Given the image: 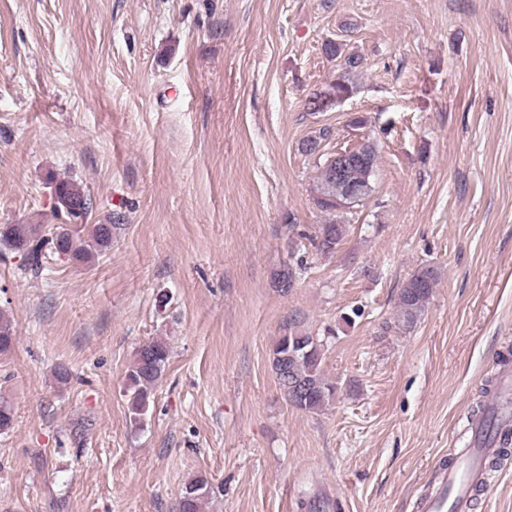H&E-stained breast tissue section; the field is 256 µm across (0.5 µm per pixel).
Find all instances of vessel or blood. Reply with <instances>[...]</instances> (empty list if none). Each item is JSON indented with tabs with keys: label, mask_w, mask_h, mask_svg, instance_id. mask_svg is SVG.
Instances as JSON below:
<instances>
[{
	"label": "vessel or blood",
	"mask_w": 512,
	"mask_h": 512,
	"mask_svg": "<svg viewBox=\"0 0 512 512\" xmlns=\"http://www.w3.org/2000/svg\"><path fill=\"white\" fill-rule=\"evenodd\" d=\"M470 425L472 438L461 448L455 465L438 468L431 481L421 488L419 512H468L473 488L488 486L485 461L497 454L499 445L482 437L485 414L472 416Z\"/></svg>",
	"instance_id": "vessel-or-blood-1"
}]
</instances>
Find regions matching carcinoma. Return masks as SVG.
I'll return each instance as SVG.
<instances>
[{
	"instance_id": "cac0c4a2",
	"label": "carcinoma",
	"mask_w": 512,
	"mask_h": 512,
	"mask_svg": "<svg viewBox=\"0 0 512 512\" xmlns=\"http://www.w3.org/2000/svg\"><path fill=\"white\" fill-rule=\"evenodd\" d=\"M323 54L331 61L338 62L340 74L337 88H352L353 77L362 65V58L355 54H344L343 43L327 39L322 44ZM327 130L321 129L315 135L301 143L305 154L318 155L322 141L326 139ZM364 163L355 168L351 174L354 185L363 189V196L356 205L364 204L372 192V176L378 160V144L369 138L357 147ZM331 159H326L320 166L316 184L313 188L315 205L329 216V220L319 227L316 248L323 254H332L347 234V225L340 223L337 213L347 206L336 203V192L331 183ZM55 216L68 217L72 224H64L49 240L36 237V227L30 224H6L0 231V241L14 252L23 256L21 272L40 269L45 259L44 248L53 244L57 253L68 255L77 261L87 258L88 248L99 252L108 250L112 245V230L116 224H83L76 220L85 219L93 207L91 196L79 185L70 181H61L56 186ZM441 279L440 270L430 264L419 266L403 282L397 303L396 327L400 331L412 329L426 310L434 289ZM14 339L12 324L0 314V352L10 349ZM324 355L323 344L302 331L289 330L279 338L273 349V369L278 383L287 401L301 411L313 413L322 410L334 398L336 384L325 377L322 370ZM169 360V348L166 343L152 339L141 344L131 362L127 373V392L130 395L134 420L139 421L148 412L150 394L162 377ZM294 380L306 387L303 397L296 398L288 389V380ZM487 431L499 437V456L509 455L512 439L509 434L498 433L493 418H488ZM210 498L208 482L195 478L185 484L177 502L175 512H205Z\"/></svg>"
}]
</instances>
